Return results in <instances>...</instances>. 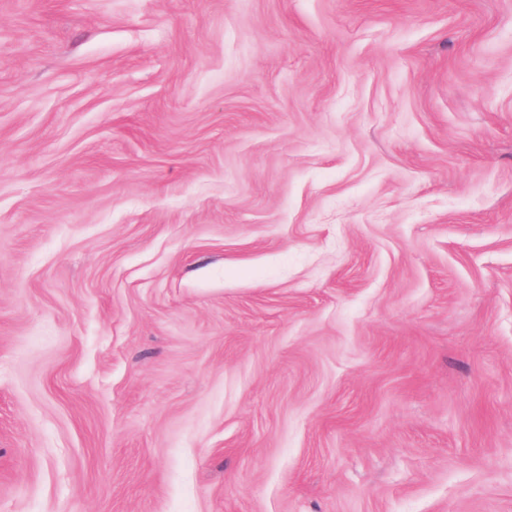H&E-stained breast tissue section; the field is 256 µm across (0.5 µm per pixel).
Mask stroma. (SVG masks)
I'll return each instance as SVG.
<instances>
[{
  "mask_svg": "<svg viewBox=\"0 0 512 512\" xmlns=\"http://www.w3.org/2000/svg\"><path fill=\"white\" fill-rule=\"evenodd\" d=\"M0 512H512V0H0Z\"/></svg>",
  "mask_w": 512,
  "mask_h": 512,
  "instance_id": "35a3bbf8",
  "label": "stroma"
}]
</instances>
